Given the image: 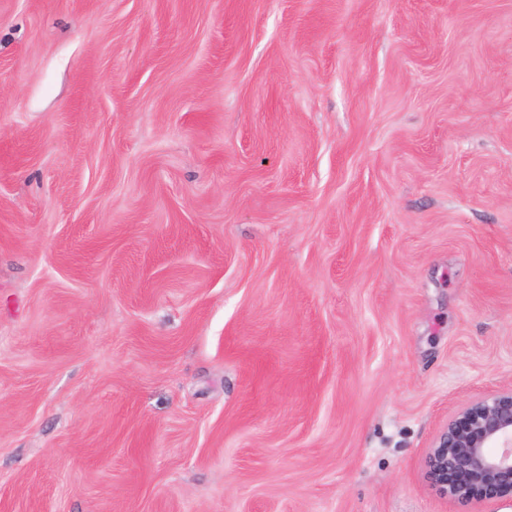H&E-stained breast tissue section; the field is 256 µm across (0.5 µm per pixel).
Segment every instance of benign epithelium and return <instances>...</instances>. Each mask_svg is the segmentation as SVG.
<instances>
[{
	"label": "benign epithelium",
	"instance_id": "7a95c632",
	"mask_svg": "<svg viewBox=\"0 0 512 512\" xmlns=\"http://www.w3.org/2000/svg\"><path fill=\"white\" fill-rule=\"evenodd\" d=\"M426 469L435 489L454 501L512 487V388L467 403L438 436Z\"/></svg>",
	"mask_w": 512,
	"mask_h": 512
}]
</instances>
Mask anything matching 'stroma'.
Here are the masks:
<instances>
[{"label": "stroma", "mask_w": 512, "mask_h": 512, "mask_svg": "<svg viewBox=\"0 0 512 512\" xmlns=\"http://www.w3.org/2000/svg\"><path fill=\"white\" fill-rule=\"evenodd\" d=\"M509 387L512 0H0V512H512ZM435 489L468 502L512 487V388L467 403L426 459Z\"/></svg>", "instance_id": "35a3bbf8"}]
</instances>
